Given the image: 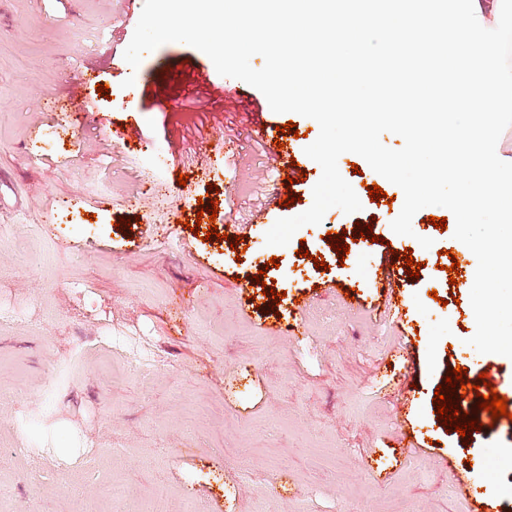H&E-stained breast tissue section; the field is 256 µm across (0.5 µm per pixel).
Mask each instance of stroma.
Listing matches in <instances>:
<instances>
[{"mask_svg":"<svg viewBox=\"0 0 512 512\" xmlns=\"http://www.w3.org/2000/svg\"><path fill=\"white\" fill-rule=\"evenodd\" d=\"M143 5L0 0V312L11 315L0 322V512H472L477 495L512 505L494 470L512 464V426L467 440L433 401L450 369L473 385L512 369L468 344L475 259L455 217L427 206L413 236L395 234L403 191L346 152L361 210L330 209L288 245H266L277 219L313 203L322 170L304 150L318 123L272 111L183 42L130 67ZM89 65L107 96L82 83ZM199 69L209 83L193 84ZM259 118L297 125V203L274 195L282 174L252 137ZM124 126L137 137L113 138ZM372 185L386 199H370ZM202 199L218 208L209 242L187 228ZM366 224L381 238L368 248L357 241ZM399 252L420 262L419 279ZM382 264L407 302L408 336L368 314ZM406 430L417 448H403Z\"/></svg>","mask_w":512,"mask_h":512,"instance_id":"1","label":"stroma"}]
</instances>
